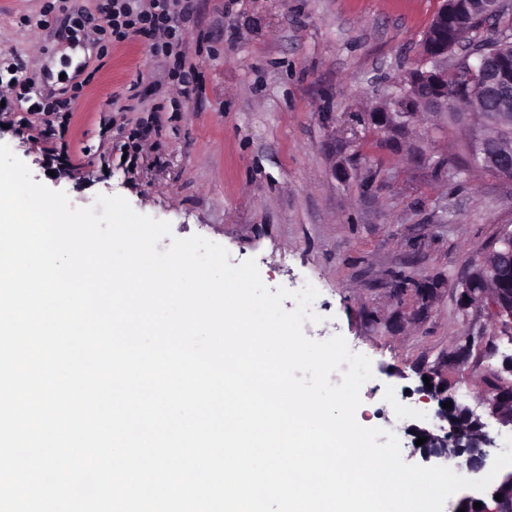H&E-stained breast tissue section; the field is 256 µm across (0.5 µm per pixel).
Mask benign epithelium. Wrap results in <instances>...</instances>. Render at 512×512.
I'll return each instance as SVG.
<instances>
[{
	"label": "benign epithelium",
	"mask_w": 512,
	"mask_h": 512,
	"mask_svg": "<svg viewBox=\"0 0 512 512\" xmlns=\"http://www.w3.org/2000/svg\"><path fill=\"white\" fill-rule=\"evenodd\" d=\"M497 0H442V5L424 33L422 57L430 67L408 71L399 92L392 96V106L368 113V121L379 130L403 135L411 123L423 112L448 110V53L458 46L461 22L472 16L491 15ZM477 61L466 65L483 89V97L491 102L481 107L484 120L490 127H512V54L499 47L489 52L475 51ZM471 165L501 178L512 180V149L495 145L485 137L473 140L468 151ZM460 296L468 297L462 304L486 302L491 318L504 329L512 330V233L498 240V247L486 253L472 265L467 277L460 282ZM429 385L419 392L426 402H435L428 419L437 422L434 427L419 426L423 417H414L407 427L414 438L424 437L420 446L427 462L455 465L472 478L479 479L487 466L488 448L493 441L484 431L480 416L453 402L448 393V381L428 376ZM452 403L443 408L442 404ZM490 415L504 427H512V389L502 390L489 402ZM494 493L502 495L494 512H512V472L506 474Z\"/></svg>",
	"instance_id": "7a95c632"
}]
</instances>
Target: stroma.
<instances>
[{
	"label": "stroma",
	"mask_w": 512,
	"mask_h": 512,
	"mask_svg": "<svg viewBox=\"0 0 512 512\" xmlns=\"http://www.w3.org/2000/svg\"><path fill=\"white\" fill-rule=\"evenodd\" d=\"M0 0V78L27 61L35 81L10 99L0 143L34 181L82 207L120 195L169 222L171 237L203 236L231 265L255 260L270 290L313 285L321 323L306 336H343L371 361L356 412L391 431L405 462L422 464L406 431L423 377L438 372L456 402L487 424L497 456L512 429L487 401L512 387V339L482 304L462 306L470 264L512 232V181L467 168L471 125L427 112L406 135L368 125L404 73L421 67L420 43L440 0H198L184 27L198 89L153 93L157 60L146 42L100 47L63 38L94 0ZM152 112L113 111L130 87ZM77 89L53 116L42 152L24 126L42 93ZM148 154L124 161L125 143Z\"/></svg>",
	"instance_id": "obj_1"
}]
</instances>
